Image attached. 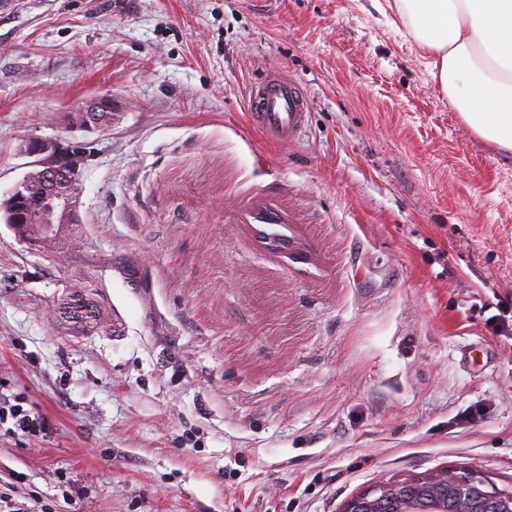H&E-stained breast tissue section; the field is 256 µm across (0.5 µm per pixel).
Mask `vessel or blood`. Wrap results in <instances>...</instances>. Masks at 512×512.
Masks as SVG:
<instances>
[{
  "label": "vessel or blood",
  "mask_w": 512,
  "mask_h": 512,
  "mask_svg": "<svg viewBox=\"0 0 512 512\" xmlns=\"http://www.w3.org/2000/svg\"><path fill=\"white\" fill-rule=\"evenodd\" d=\"M248 111L254 127L271 139L285 141L304 126L308 109L298 83L273 71L252 83Z\"/></svg>",
  "instance_id": "obj_1"
}]
</instances>
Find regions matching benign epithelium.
I'll list each match as a JSON object with an SVG mask.
<instances>
[{
    "mask_svg": "<svg viewBox=\"0 0 512 512\" xmlns=\"http://www.w3.org/2000/svg\"><path fill=\"white\" fill-rule=\"evenodd\" d=\"M26 154L41 158L48 174L29 176L10 193L24 218L41 224H79L76 176L57 167L56 142L36 138ZM339 512H512V489L497 488L477 469H445L425 476L381 480L351 496Z\"/></svg>",
    "mask_w": 512,
    "mask_h": 512,
    "instance_id": "1",
    "label": "benign epithelium"
}]
</instances>
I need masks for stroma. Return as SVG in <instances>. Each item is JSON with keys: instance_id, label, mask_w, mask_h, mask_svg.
Masks as SVG:
<instances>
[{"instance_id": "35a3bbf8", "label": "stroma", "mask_w": 512, "mask_h": 512, "mask_svg": "<svg viewBox=\"0 0 512 512\" xmlns=\"http://www.w3.org/2000/svg\"><path fill=\"white\" fill-rule=\"evenodd\" d=\"M392 0H0V198L82 146L80 240L0 223V436L22 512H338L376 481L512 487V153L476 135ZM297 79L282 144L247 118ZM109 129L72 127L86 99ZM284 214L267 249L252 211ZM95 273L109 325L52 319ZM248 111L254 127L271 139L285 141L304 126L308 109L298 83L271 71L251 84ZM81 112L96 113L97 120L101 127H108L112 125V108L109 101L105 98H94L91 99L78 110V112H71V120H81L83 115ZM11 403L0 398V431L4 425L9 424L4 430L14 436L35 435L41 428L39 417H32L31 412L24 408L23 403L14 401Z\"/></svg>"}]
</instances>
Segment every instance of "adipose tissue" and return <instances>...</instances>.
Wrapping results in <instances>:
<instances>
[{"instance_id":"obj_1","label":"adipose tissue","mask_w":512,"mask_h":512,"mask_svg":"<svg viewBox=\"0 0 512 512\" xmlns=\"http://www.w3.org/2000/svg\"><path fill=\"white\" fill-rule=\"evenodd\" d=\"M394 7L465 122L512 152V0H394Z\"/></svg>"}]
</instances>
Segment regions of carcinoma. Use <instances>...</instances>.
Here are the masks:
<instances>
[{"label":"carcinoma","mask_w":512,"mask_h":512,"mask_svg":"<svg viewBox=\"0 0 512 512\" xmlns=\"http://www.w3.org/2000/svg\"><path fill=\"white\" fill-rule=\"evenodd\" d=\"M24 232L29 236L42 239L46 248L55 249L61 242L75 236L76 225L56 224L48 231L43 224L27 223ZM98 287L100 284L93 276H86L63 284V295L54 305L56 322L80 329L104 327L107 324V317L103 306L97 299Z\"/></svg>","instance_id":"1"}]
</instances>
